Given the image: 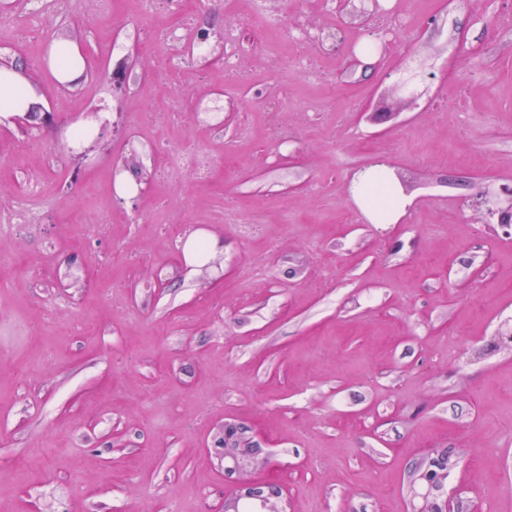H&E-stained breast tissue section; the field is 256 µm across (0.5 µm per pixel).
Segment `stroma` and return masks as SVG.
Returning <instances> with one entry per match:
<instances>
[{
    "mask_svg": "<svg viewBox=\"0 0 512 512\" xmlns=\"http://www.w3.org/2000/svg\"><path fill=\"white\" fill-rule=\"evenodd\" d=\"M38 2L15 0L22 35L0 31V58L29 67L56 127L102 91L136 125L106 126L97 166L65 169L46 161L51 136L0 134V194L30 175L49 188L0 239V512H218L236 492L216 453L228 423L256 432L286 512H417L440 452L439 500L512 512V0H425L387 42L336 0L349 39L386 45L384 67L339 54L316 88L288 63L248 60L232 97L212 72L158 89L135 57L98 55L100 24L80 8L29 27ZM73 29L95 67L143 94L95 76L62 99L38 60ZM284 83L315 111L266 118L258 102ZM172 94L191 99L177 124L162 110ZM211 112L222 128L199 122ZM155 142L176 169L192 143L207 185H158ZM130 160L140 190L108 187V168ZM379 163L414 200L396 224L352 200ZM83 184L110 194L114 223L78 245ZM157 195L187 213L206 258L171 254L163 226L126 223ZM453 207L482 223L448 224ZM116 245L129 260L113 261Z\"/></svg>",
    "mask_w": 512,
    "mask_h": 512,
    "instance_id": "obj_1",
    "label": "stroma"
}]
</instances>
